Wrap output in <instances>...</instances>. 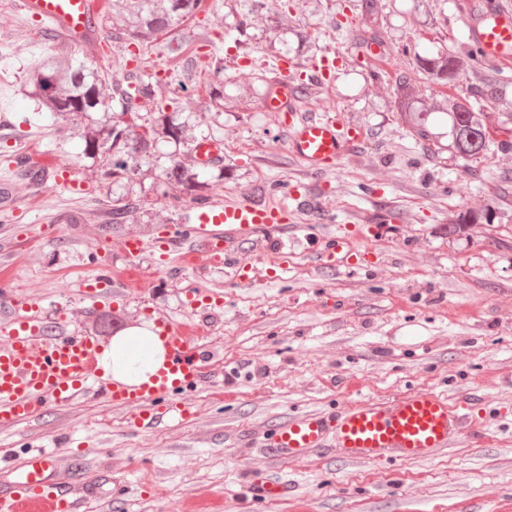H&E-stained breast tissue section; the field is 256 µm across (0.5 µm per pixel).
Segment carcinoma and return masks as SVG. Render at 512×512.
Returning a JSON list of instances; mask_svg holds the SVG:
<instances>
[{
  "label": "carcinoma",
  "instance_id": "cac0c4a2",
  "mask_svg": "<svg viewBox=\"0 0 512 512\" xmlns=\"http://www.w3.org/2000/svg\"><path fill=\"white\" fill-rule=\"evenodd\" d=\"M202 0H112L105 24L111 29L112 41L133 42L151 46L160 35H170L164 49L169 59L188 53L190 36L178 28L190 21L199 23L197 15ZM357 10L366 27L378 24L376 0H360ZM420 69L446 87L463 80L469 87L470 99L461 102L448 98V135L454 151L464 160L486 154L491 136L482 103L506 111L512 121V97L504 93L500 69L490 63L474 65L452 52L420 61ZM26 96L37 103L40 112L51 120L57 131L80 132L83 154L103 159L101 176L120 184L143 175L142 160L167 143L189 144L194 141L189 125L174 118L178 112H224V83L208 84L204 100L192 94L159 98L156 82L138 76L127 91L113 77L98 69L57 52L32 68L24 83ZM146 113L143 123L129 122L125 116L137 118ZM169 183H175L192 201H202L212 184L201 178L193 165L169 159L162 171ZM137 211V203L117 199L112 205V223L124 224Z\"/></svg>",
  "mask_w": 512,
  "mask_h": 512
}]
</instances>
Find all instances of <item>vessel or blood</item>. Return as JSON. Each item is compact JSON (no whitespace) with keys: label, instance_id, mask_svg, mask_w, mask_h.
<instances>
[{"label":"vessel or blood","instance_id":"b4317fda","mask_svg":"<svg viewBox=\"0 0 512 512\" xmlns=\"http://www.w3.org/2000/svg\"><path fill=\"white\" fill-rule=\"evenodd\" d=\"M18 4L48 39L79 49L89 58L111 55L112 43L100 25L105 0H18ZM455 7L466 19L463 54L512 69V8L503 0H456ZM339 58V52L333 51L307 65L283 57L269 79L266 108L290 114L288 151L313 174L352 157L364 138L362 128L340 126L326 114L295 116L303 91L331 84ZM223 153L221 142L204 138L194 145L191 159L197 166L210 167L222 160ZM52 172L55 185L82 193L73 168L57 163ZM289 220L290 211L283 204L270 206L251 200L196 204L186 209L181 223L170 226L154 265L164 267L171 252L179 249L186 260L204 268L225 259L241 264L245 257L238 245L244 240L273 262L285 245L282 234L288 230ZM354 246L349 236L331 235L318 254L319 261L324 267L340 268ZM148 247L140 235L121 237L118 252L126 267L105 276L77 278L71 281V288L89 299L126 294L139 282L131 263ZM0 304L9 309L7 316L0 318L1 425L36 417L50 400L79 402L92 386L112 404L131 409L132 424L138 428L151 427L160 413L183 422L191 418L192 404L184 395L203 378L205 361L189 325L157 317L154 325L168 358L148 382L124 385L103 379L97 341L43 320L9 288L2 272ZM466 436L477 439L481 433L464 407L449 403L437 392L412 390L335 412L288 417L275 424L270 447L275 456L288 459L332 448L346 462H380L427 459ZM246 492L252 499L265 501L287 496L288 485L275 479H253ZM0 504L6 512H74V501L62 489L55 459L45 451L21 464L12 482L0 492Z\"/></svg>","mask_w":512,"mask_h":512}]
</instances>
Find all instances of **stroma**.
Returning <instances> with one entry per match:
<instances>
[{"label":"stroma","mask_w":512,"mask_h":512,"mask_svg":"<svg viewBox=\"0 0 512 512\" xmlns=\"http://www.w3.org/2000/svg\"><path fill=\"white\" fill-rule=\"evenodd\" d=\"M216 5L226 15V34L211 51L224 66V93L234 105L219 118L211 112L191 118L197 136L214 134L224 144L222 167L205 171L213 182L209 200L277 205L298 191L309 204L298 207L294 224L350 233L397 214L406 235L388 234L338 271L321 266L312 242L293 231L275 275L265 256L252 252L240 277L229 265L195 271L175 263L159 271L146 255L137 273L157 280L150 295L79 298L70 279L110 265L114 241L127 234L151 241L180 223L189 201L160 173L166 157L185 152L161 146L160 158L145 161L143 179L104 182L78 135L52 134L22 89L27 71L56 44L32 21L26 56L9 55L11 37L0 36V67L15 75L0 87V184L12 191L11 202L0 204V264L11 268V288L47 319L103 345L111 333L159 315L202 323L200 342L220 367L189 393L188 422L163 421L137 433L128 425L129 409L95 394L0 426V457L18 463L55 444L77 512H172L200 495L208 512H512V183L499 180L512 170V150L490 145L469 168L448 147L442 112L449 93L418 61L459 51L463 26L450 0H378L377 30L395 61L373 65L359 46L364 24L344 22L352 0H288L284 27L274 0L260 12L252 0ZM231 46L252 58L250 79L240 80L226 55ZM329 47L341 52L343 65L332 86L299 101V114L315 116L330 105L338 121L362 126L365 138L351 161L312 174L288 152L287 116L266 110L264 98L279 57L302 62ZM409 109L436 113L431 140L416 138L403 117ZM8 126L20 129L18 141L4 135ZM22 151L73 166L83 193L56 187L43 199L22 179L16 163ZM120 195L142 207L132 221L107 223ZM479 202L491 209V223L472 225L465 240L438 234ZM192 290L223 293L222 315L201 321L183 304ZM415 389L470 407L483 445L466 438L423 461L266 453L269 429L279 420ZM253 472L287 481V497H246ZM108 473L118 494H85Z\"/></svg>","instance_id":"stroma-1"}]
</instances>
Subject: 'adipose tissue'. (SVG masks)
<instances>
[{"mask_svg":"<svg viewBox=\"0 0 512 512\" xmlns=\"http://www.w3.org/2000/svg\"><path fill=\"white\" fill-rule=\"evenodd\" d=\"M167 358L153 327L144 326L114 336L100 347L98 364L105 377L135 385L146 382Z\"/></svg>","mask_w":512,"mask_h":512,"instance_id":"obj_1","label":"adipose tissue"}]
</instances>
